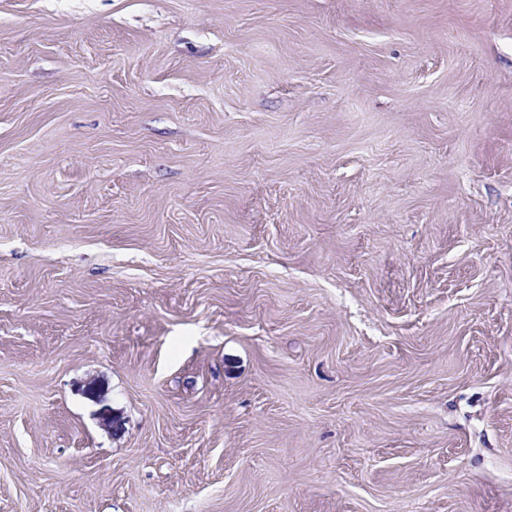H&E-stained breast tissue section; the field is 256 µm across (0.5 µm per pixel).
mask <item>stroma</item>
<instances>
[{
  "mask_svg": "<svg viewBox=\"0 0 512 512\" xmlns=\"http://www.w3.org/2000/svg\"><path fill=\"white\" fill-rule=\"evenodd\" d=\"M0 512H512V0H0Z\"/></svg>",
  "mask_w": 512,
  "mask_h": 512,
  "instance_id": "1",
  "label": "stroma"
}]
</instances>
